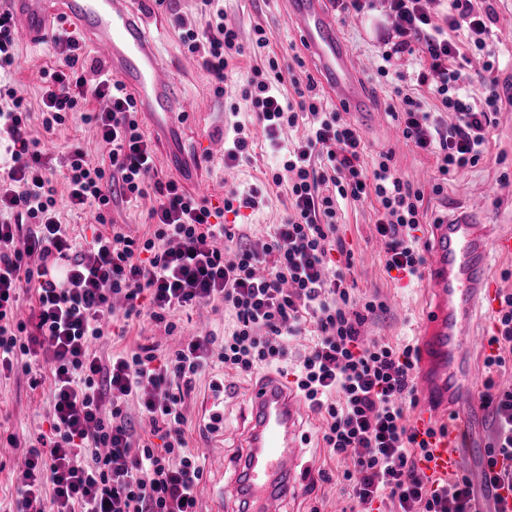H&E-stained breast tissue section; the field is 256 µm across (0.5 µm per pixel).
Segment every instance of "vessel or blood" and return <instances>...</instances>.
I'll return each mask as SVG.
<instances>
[{
  "instance_id": "1",
  "label": "vessel or blood",
  "mask_w": 512,
  "mask_h": 512,
  "mask_svg": "<svg viewBox=\"0 0 512 512\" xmlns=\"http://www.w3.org/2000/svg\"><path fill=\"white\" fill-rule=\"evenodd\" d=\"M20 36L39 42L63 13L84 30L104 65L129 89L155 129H174L184 111L172 74L161 64L129 0H6ZM288 16L317 63L320 80L347 111L369 114L364 74L352 59L336 22V0H287ZM429 307L421 326L422 360L416 388L427 404H444L456 416L433 440L428 463L441 474L457 471L481 418L466 414L476 370L468 341L474 308L494 303L489 253L512 257V229L494 230L462 216L433 225ZM249 419L232 461V485L246 512H280L299 493V434L304 407L296 393L267 377L247 394Z\"/></svg>"
}]
</instances>
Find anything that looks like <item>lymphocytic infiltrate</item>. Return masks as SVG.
I'll return each mask as SVG.
<instances>
[{
  "instance_id": "obj_1",
  "label": "lymphocytic infiltrate",
  "mask_w": 512,
  "mask_h": 512,
  "mask_svg": "<svg viewBox=\"0 0 512 512\" xmlns=\"http://www.w3.org/2000/svg\"><path fill=\"white\" fill-rule=\"evenodd\" d=\"M197 2L205 24L177 19L179 39L220 93L245 46L216 0ZM339 2L345 13L386 8L391 28L376 74L397 101L392 112L406 145L433 155L443 177L476 167L502 109L499 59L488 44L496 22L491 0ZM253 33L265 56L252 66L241 95L279 158L270 180L285 188L288 214L263 250L249 245L247 231L235 235L230 262L216 241L232 235L213 222L206 201L160 175L155 145L122 82L99 66L92 77L79 75L76 34L61 27L51 37L55 61L44 73L42 126L54 131L89 100H104L89 118L107 155L94 164L80 145H70L64 190L54 186L50 160L30 133L23 98L0 82V136L8 142L0 160V367L12 369L39 351L53 377L50 432L24 461L20 512H196L204 462L187 449L184 406L196 378L218 363L245 376L291 367L297 394L321 418L328 457L353 460L342 478L358 512H374V503L384 500L397 512H474L468 474L420 476L436 431L418 432L407 420L417 403L415 349L363 341L362 327L384 311V302L356 296L343 270L325 274L332 252L346 250L337 234L339 211L371 198L386 270L417 276L424 263L415 236L424 193L400 175L392 150L366 163L360 130L325 102L313 81L284 78L277 57L266 52L265 29L258 25ZM469 47L484 54L478 94L471 93L464 67ZM414 54L422 68L411 87L396 64ZM286 83L292 95L283 93ZM300 125L306 136L281 144L283 132ZM150 191L156 197L147 213L150 229L131 237L114 223L112 209ZM62 197L71 209L91 213L90 240L78 241L61 222ZM25 283L36 295L26 323L14 316ZM117 297L125 319L145 316L170 333L179 309L214 302L233 312L235 326L222 337H189L161 357L142 346L104 360L90 345L102 336V319ZM495 321L480 398L496 417L482 485L497 502L512 495V390L494 379L512 363V293L501 296ZM309 328L313 346L290 364L291 337ZM132 401L150 438L131 424ZM46 478L53 486L48 499Z\"/></svg>"
}]
</instances>
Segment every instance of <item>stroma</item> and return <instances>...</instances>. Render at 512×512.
<instances>
[{
  "mask_svg": "<svg viewBox=\"0 0 512 512\" xmlns=\"http://www.w3.org/2000/svg\"><path fill=\"white\" fill-rule=\"evenodd\" d=\"M228 19L237 23L243 40H251L254 26H263L269 38L268 49L282 65L293 68L298 76L315 75L313 62L306 57L295 26L289 22L285 0H219ZM498 21L494 26L504 61L496 76L502 97L512 96V0H496ZM133 8L145 20V31L156 47L163 65L171 69L175 90L184 105V116L168 134L154 136L157 167L164 174L179 180L188 190H195L197 181L208 185L206 199L212 207L223 209L224 200L233 193L260 192L259 208L242 210L241 214L225 212L222 221L247 225L255 248H262L275 224L288 214L285 190L269 187L266 173L274 159L264 144H257L250 159L239 165L225 167L223 157L212 156L208 144L223 140L233 122L250 124L254 114L238 94L240 86L250 77L248 66L232 72L224 94H216L214 84L202 69L197 56L187 52L178 38L176 18L199 21L196 0H133ZM338 23L355 62L364 70L368 91L378 111L377 122L362 127L368 155L380 150H393L400 174L424 193V218L418 232L419 247L428 250L430 228L435 220L470 214L477 222L512 228V194L503 193L512 185V112L499 113L491 132L487 155L478 166L450 177L441 194L432 187L437 174L432 156L413 152L399 133L398 122L390 106L392 99L376 82L375 55L379 36L388 21L383 12L365 16L339 14ZM54 61L53 47L48 43L18 44L14 64V81L18 96L29 105L32 134L45 142L55 155H62L72 139H80L91 160H98L104 151L94 123L75 113L65 127L44 132L41 125L40 93L42 74ZM338 234L352 253L346 282L360 296L378 295L386 311L362 329L364 340L381 339L395 346L420 343L421 320L426 307L425 274L410 277L385 268L382 246L374 227V203L365 201L346 206L338 224ZM178 328L167 333L163 325L146 320L130 321L128 326L107 324L103 337L95 340L92 349L101 358L138 345L150 344L160 350L172 351L183 337L208 330L217 334L232 331L233 315L209 306L187 308L178 314ZM209 376L197 378L186 400L184 414L185 438L192 453L203 456L205 472L198 491V512H233L220 508L219 497L229 476L224 462L233 458L246 427L247 404L244 387L248 380L228 371L224 374L226 392L222 402H215L209 388ZM224 415V427L216 432L205 429L211 410ZM53 412L52 393L48 386L30 388L21 367L0 373V434L15 435L17 443L0 455V504L15 507L22 486L23 462L37 437L49 430ZM317 415L302 421L301 466L306 469L302 495L283 507V512H340L347 505V495L338 481L340 473L350 467V459H325L319 446ZM326 477H319V470Z\"/></svg>",
  "mask_w": 512,
  "mask_h": 512,
  "instance_id": "35a3bbf8",
  "label": "stroma"
}]
</instances>
